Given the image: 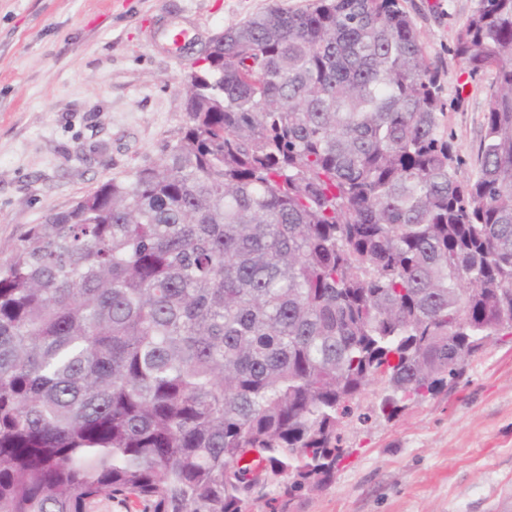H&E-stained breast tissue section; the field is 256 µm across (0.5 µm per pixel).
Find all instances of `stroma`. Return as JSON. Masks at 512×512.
<instances>
[{"mask_svg":"<svg viewBox=\"0 0 512 512\" xmlns=\"http://www.w3.org/2000/svg\"><path fill=\"white\" fill-rule=\"evenodd\" d=\"M308 0H0V264L48 210L157 162L185 121L182 81L211 40L278 4ZM440 68L461 178L477 173L491 75L453 45L475 0H401ZM187 30L189 53L165 51ZM331 484L294 512H492L512 488V341L471 357L459 382L347 434Z\"/></svg>","mask_w":512,"mask_h":512,"instance_id":"obj_1","label":"stroma"}]
</instances>
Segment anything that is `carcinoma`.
I'll use <instances>...</instances> for the list:
<instances>
[{
    "label": "carcinoma",
    "mask_w": 512,
    "mask_h": 512,
    "mask_svg": "<svg viewBox=\"0 0 512 512\" xmlns=\"http://www.w3.org/2000/svg\"><path fill=\"white\" fill-rule=\"evenodd\" d=\"M453 54L493 74L473 180L400 0L224 32L159 162L0 265V512H291L343 424L512 337V0H477Z\"/></svg>",
    "instance_id": "1"
}]
</instances>
